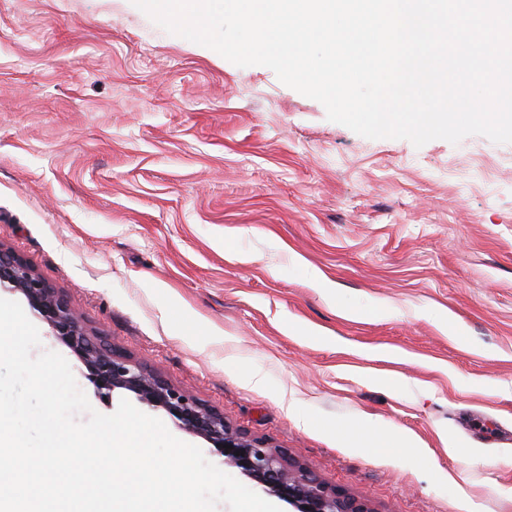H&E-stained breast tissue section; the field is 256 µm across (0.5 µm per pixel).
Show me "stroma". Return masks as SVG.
<instances>
[{"label": "stroma", "instance_id": "35a3bbf8", "mask_svg": "<svg viewBox=\"0 0 512 512\" xmlns=\"http://www.w3.org/2000/svg\"><path fill=\"white\" fill-rule=\"evenodd\" d=\"M0 246L373 512H512V144L365 138L131 0H0Z\"/></svg>", "mask_w": 512, "mask_h": 512}]
</instances>
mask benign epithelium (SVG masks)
Segmentation results:
<instances>
[{
  "label": "benign epithelium",
  "instance_id": "benign-epithelium-1",
  "mask_svg": "<svg viewBox=\"0 0 512 512\" xmlns=\"http://www.w3.org/2000/svg\"><path fill=\"white\" fill-rule=\"evenodd\" d=\"M2 289L21 294L53 335L79 357L98 395L126 390L148 409L166 412L178 429L209 441L224 457V465L288 504L290 512H371L364 502L327 487L310 466L233 429L222 415L187 391L117 351L107 337L87 327L63 295L0 246Z\"/></svg>",
  "mask_w": 512,
  "mask_h": 512
}]
</instances>
